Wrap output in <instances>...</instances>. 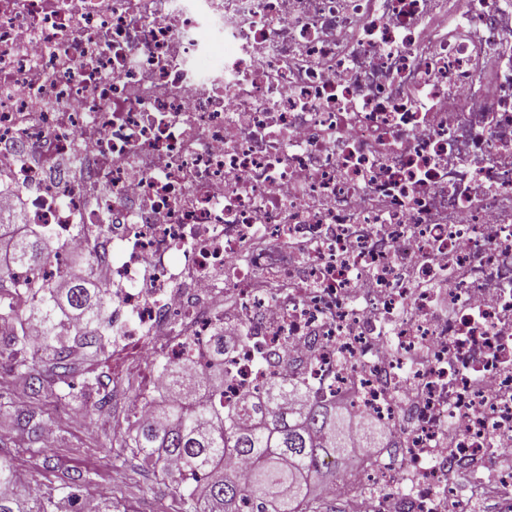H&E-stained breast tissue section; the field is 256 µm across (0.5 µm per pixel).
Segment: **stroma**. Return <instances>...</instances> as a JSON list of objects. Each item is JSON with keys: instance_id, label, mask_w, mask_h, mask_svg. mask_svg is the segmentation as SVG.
I'll list each match as a JSON object with an SVG mask.
<instances>
[{"instance_id": "stroma-1", "label": "stroma", "mask_w": 512, "mask_h": 512, "mask_svg": "<svg viewBox=\"0 0 512 512\" xmlns=\"http://www.w3.org/2000/svg\"><path fill=\"white\" fill-rule=\"evenodd\" d=\"M131 403L128 395H113L95 429L58 427L67 445L55 444L39 454L12 447L8 454L25 481L43 490L57 487L62 478L87 472L91 475L85 484L87 493L107 491L117 512H179L180 500L169 482L151 466L131 460L123 446Z\"/></svg>"}]
</instances>
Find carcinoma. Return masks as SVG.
I'll use <instances>...</instances> for the list:
<instances>
[{
    "label": "carcinoma",
    "instance_id": "cac0c4a2",
    "mask_svg": "<svg viewBox=\"0 0 512 512\" xmlns=\"http://www.w3.org/2000/svg\"><path fill=\"white\" fill-rule=\"evenodd\" d=\"M0 248L12 287L19 284V272L38 273L56 261L46 236L34 229L19 231L16 224H0ZM93 265L92 253L84 265L67 266L70 284L53 288L38 283L32 289L34 302L7 315L1 323L18 326L12 334L0 337V364L8 365L15 386L28 398L14 405L13 436L9 443L25 448L42 441V423L37 420L35 402L42 390L34 386V371L44 363L64 389L50 391L51 397L68 399L82 409L83 390L68 378L72 373L69 348L79 344L95 347L103 339L100 326L108 298L86 274ZM40 335L30 336V321ZM166 372L171 386L169 397L153 406L149 417L134 424L124 440L132 456L158 468L179 494L181 512H344L324 497L311 495L314 482L323 480L329 467L349 452V439L336 422V405L318 403L286 379L244 398L238 405L224 408L221 400L197 398L185 392V368L169 365ZM112 378L89 373L84 386L111 397ZM224 383V337L215 347L214 362L207 384ZM293 393L296 404L280 405L281 398ZM83 475L68 478L56 489L34 496L11 459L0 456V512H79L85 501Z\"/></svg>",
    "mask_w": 512,
    "mask_h": 512
}]
</instances>
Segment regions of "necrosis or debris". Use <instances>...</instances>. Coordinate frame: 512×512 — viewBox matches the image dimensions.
<instances>
[{
  "label": "necrosis or debris",
  "instance_id": "4bbe7bcc",
  "mask_svg": "<svg viewBox=\"0 0 512 512\" xmlns=\"http://www.w3.org/2000/svg\"><path fill=\"white\" fill-rule=\"evenodd\" d=\"M0 223L85 249L131 420L224 349L392 446L353 512H512V0H0Z\"/></svg>",
  "mask_w": 512,
  "mask_h": 512
}]
</instances>
